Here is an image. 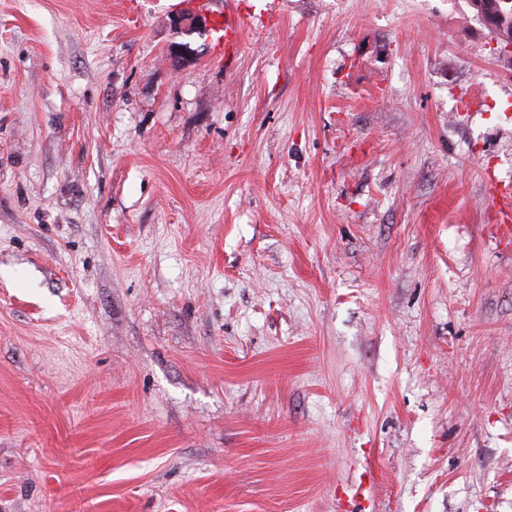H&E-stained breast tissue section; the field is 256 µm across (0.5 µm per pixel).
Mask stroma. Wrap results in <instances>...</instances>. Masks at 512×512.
I'll list each match as a JSON object with an SVG mask.
<instances>
[{
  "label": "stroma",
  "instance_id": "obj_1",
  "mask_svg": "<svg viewBox=\"0 0 512 512\" xmlns=\"http://www.w3.org/2000/svg\"><path fill=\"white\" fill-rule=\"evenodd\" d=\"M184 11L0 0V512H512V45ZM215 29L220 34L217 48L221 53L234 48L240 40L242 22L239 19L219 15L215 18Z\"/></svg>",
  "mask_w": 512,
  "mask_h": 512
}]
</instances>
